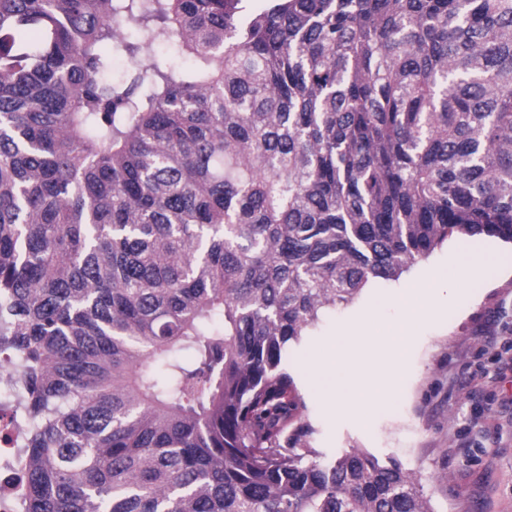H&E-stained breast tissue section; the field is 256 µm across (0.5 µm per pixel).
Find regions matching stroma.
<instances>
[{
    "label": "stroma",
    "mask_w": 512,
    "mask_h": 512,
    "mask_svg": "<svg viewBox=\"0 0 512 512\" xmlns=\"http://www.w3.org/2000/svg\"><path fill=\"white\" fill-rule=\"evenodd\" d=\"M482 253L492 276L463 282L460 255ZM446 279L431 281L433 271ZM428 284L422 304L440 313L414 333L398 399L369 423L330 418L310 387L305 358L352 320L384 336L403 318L396 291ZM289 371L306 405L311 442L324 456L365 448L394 457L423 479L437 512H512V245L451 238L398 280L368 284L354 303L327 313L289 349Z\"/></svg>",
    "instance_id": "stroma-1"
}]
</instances>
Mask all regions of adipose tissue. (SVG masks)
<instances>
[{
	"instance_id": "adipose-tissue-1",
	"label": "adipose tissue",
	"mask_w": 512,
	"mask_h": 512,
	"mask_svg": "<svg viewBox=\"0 0 512 512\" xmlns=\"http://www.w3.org/2000/svg\"><path fill=\"white\" fill-rule=\"evenodd\" d=\"M414 294L411 288L400 294L405 319L395 326L393 335L373 336L362 324H348L325 346L307 355L311 386L329 415L353 414L365 422L384 403L395 399L412 329L432 314L430 308L415 303Z\"/></svg>"
}]
</instances>
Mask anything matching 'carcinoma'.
<instances>
[{
	"mask_svg": "<svg viewBox=\"0 0 512 512\" xmlns=\"http://www.w3.org/2000/svg\"><path fill=\"white\" fill-rule=\"evenodd\" d=\"M480 235L512 243V0H0L26 512H437L321 460L288 346Z\"/></svg>",
	"mask_w": 512,
	"mask_h": 512,
	"instance_id": "carcinoma-1",
	"label": "carcinoma"
}]
</instances>
